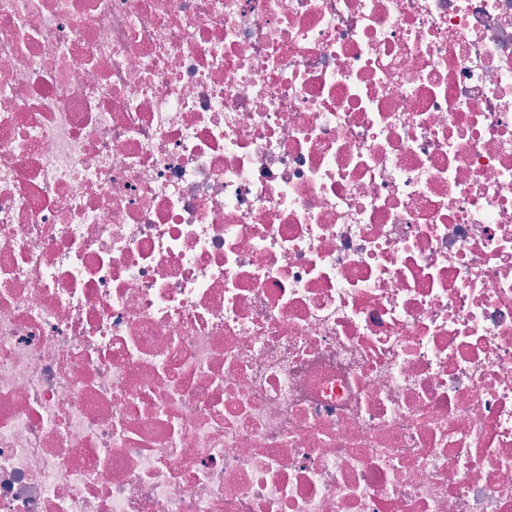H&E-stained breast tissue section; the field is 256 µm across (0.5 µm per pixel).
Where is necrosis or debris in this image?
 <instances>
[{"label": "necrosis or debris", "instance_id": "4bbe7bcc", "mask_svg": "<svg viewBox=\"0 0 512 512\" xmlns=\"http://www.w3.org/2000/svg\"><path fill=\"white\" fill-rule=\"evenodd\" d=\"M0 512H512V0H0Z\"/></svg>", "mask_w": 512, "mask_h": 512}]
</instances>
